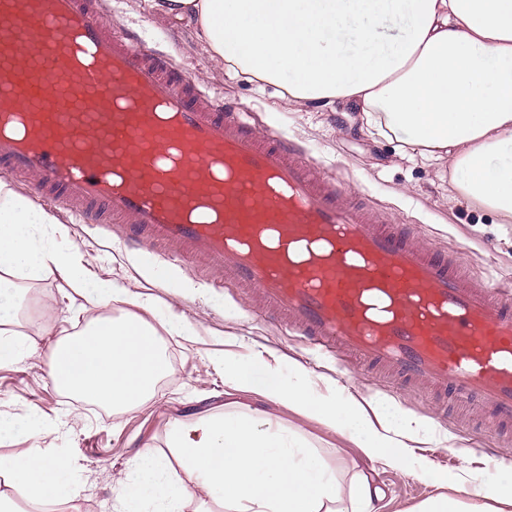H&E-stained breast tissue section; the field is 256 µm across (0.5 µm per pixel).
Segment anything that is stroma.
<instances>
[{"label": "stroma", "mask_w": 512, "mask_h": 512, "mask_svg": "<svg viewBox=\"0 0 512 512\" xmlns=\"http://www.w3.org/2000/svg\"><path fill=\"white\" fill-rule=\"evenodd\" d=\"M112 21L139 27L148 41L167 51L199 82L255 112L258 122L270 130L295 137L320 171L345 179L381 217L416 225L422 237L457 253L485 284L496 286L512 277V224L501 223L491 211L455 201L449 181L440 180L436 168L405 160L397 141L375 140L362 132L359 114L349 101L337 100L322 111L287 106L278 97V87L269 85L259 92L253 84L227 79L188 19L152 10L147 0H112ZM62 229L57 244L78 248L99 280L152 297L193 328L189 337L160 332L171 357V373L148 405L104 414L97 406L62 394L46 367L52 344L86 323L85 301L75 299L71 312L46 317L41 307L63 305L70 294L66 281L55 273L16 281L28 296L19 322L33 352L16 364L0 367V422L17 423L39 415L66 419L67 427L36 443L24 432L2 434L0 456L34 444L68 456L79 486L80 512H112L117 481L132 467L141 448L163 447L171 423L223 405L224 374L214 367L213 355L226 352L244 364L260 355L285 366L305 362L308 353L300 335L271 324L242 292L232 284H221L218 271L197 272L167 259L151 261L85 224L66 223ZM345 383L363 403L385 397L403 411L430 419L440 409L423 386L399 389L388 379L370 380L359 373L350 374ZM446 434V447L420 448L437 471L447 473L466 465L488 477L499 461L512 462V434L500 431L477 403H466L452 413ZM489 448L496 449V460L487 458ZM378 482L385 492L380 512H411L442 491L390 469L380 471ZM442 492L456 494L450 487Z\"/></svg>", "instance_id": "1"}]
</instances>
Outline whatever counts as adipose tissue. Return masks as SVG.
Segmentation results:
<instances>
[{
	"instance_id": "1",
	"label": "adipose tissue",
	"mask_w": 512,
	"mask_h": 512,
	"mask_svg": "<svg viewBox=\"0 0 512 512\" xmlns=\"http://www.w3.org/2000/svg\"><path fill=\"white\" fill-rule=\"evenodd\" d=\"M181 11L227 78L281 86L287 103L325 107L347 99L373 137L393 138L410 158L447 166L456 200L512 223V165L490 163L512 150V0H150ZM56 218L0 180V366L30 345L13 327L25 295L14 279L57 272L96 316L59 340L49 356L56 387L115 411L147 405L166 367L155 328L140 317L109 316L113 303L143 306L119 284L91 279L78 249L59 248ZM224 382L336 432L376 469L409 470L414 444L445 447L429 419L372 400L370 407L330 383L313 391L296 363L219 360ZM166 449L139 451L119 482L116 512H378L380 491L364 471L331 467L309 436L238 401L195 421H177ZM434 485L512 503V464L493 479L468 467L427 472ZM72 466L39 448L0 458V512H48L77 498Z\"/></svg>"
}]
</instances>
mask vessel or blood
I'll return each instance as SVG.
<instances>
[{"instance_id": "vessel-or-blood-1", "label": "vessel or blood", "mask_w": 512, "mask_h": 512, "mask_svg": "<svg viewBox=\"0 0 512 512\" xmlns=\"http://www.w3.org/2000/svg\"><path fill=\"white\" fill-rule=\"evenodd\" d=\"M111 0H0V172L129 250L215 266L347 372L512 426V286L381 218L296 140L260 130Z\"/></svg>"}]
</instances>
